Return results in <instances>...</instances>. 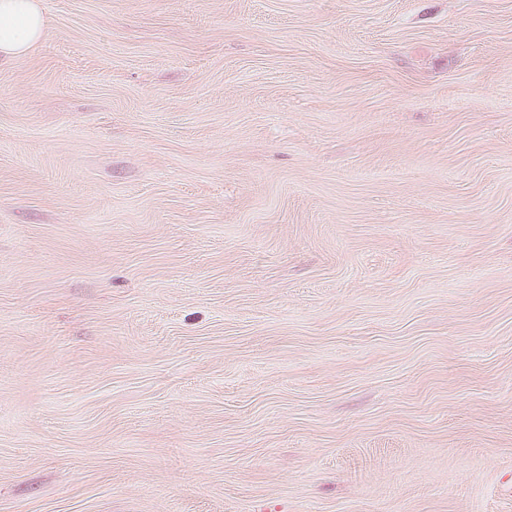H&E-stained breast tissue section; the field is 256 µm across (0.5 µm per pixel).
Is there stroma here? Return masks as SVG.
Segmentation results:
<instances>
[{"label":"stroma","mask_w":512,"mask_h":512,"mask_svg":"<svg viewBox=\"0 0 512 512\" xmlns=\"http://www.w3.org/2000/svg\"><path fill=\"white\" fill-rule=\"evenodd\" d=\"M46 9L0 512H512V0Z\"/></svg>","instance_id":"obj_1"}]
</instances>
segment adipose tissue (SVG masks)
<instances>
[{
  "mask_svg": "<svg viewBox=\"0 0 512 512\" xmlns=\"http://www.w3.org/2000/svg\"><path fill=\"white\" fill-rule=\"evenodd\" d=\"M48 34L45 0H0V60L27 54Z\"/></svg>",
  "mask_w": 512,
  "mask_h": 512,
  "instance_id": "adipose-tissue-1",
  "label": "adipose tissue"
}]
</instances>
